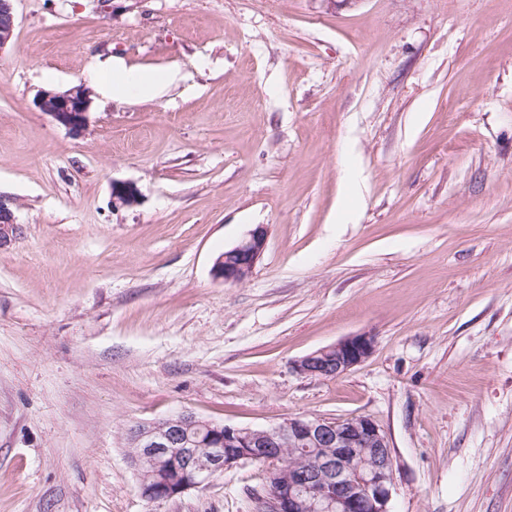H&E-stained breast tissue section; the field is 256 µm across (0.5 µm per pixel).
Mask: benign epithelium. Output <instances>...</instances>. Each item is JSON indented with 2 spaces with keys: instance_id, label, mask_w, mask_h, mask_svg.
Here are the masks:
<instances>
[{
  "instance_id": "obj_1",
  "label": "benign epithelium",
  "mask_w": 512,
  "mask_h": 512,
  "mask_svg": "<svg viewBox=\"0 0 512 512\" xmlns=\"http://www.w3.org/2000/svg\"><path fill=\"white\" fill-rule=\"evenodd\" d=\"M12 0H0V51L14 38ZM35 107L72 133L89 123V88L44 90ZM139 191L131 183L112 184V204L132 207ZM19 231L15 203L0 194V249ZM267 243L259 225L215 259L213 274L226 284L252 274ZM373 338L359 334L313 351L295 362L296 372L338 377L367 358ZM139 491L148 501L173 499L202 488L230 468L259 464L267 475L263 512H390L393 460L388 436L371 418L293 417L268 428L235 427L182 410L164 419L134 423L126 430ZM296 450L317 453V466L304 468Z\"/></svg>"
}]
</instances>
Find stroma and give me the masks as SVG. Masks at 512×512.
I'll return each mask as SVG.
<instances>
[{
  "instance_id": "stroma-1",
  "label": "stroma",
  "mask_w": 512,
  "mask_h": 512,
  "mask_svg": "<svg viewBox=\"0 0 512 512\" xmlns=\"http://www.w3.org/2000/svg\"><path fill=\"white\" fill-rule=\"evenodd\" d=\"M0 51V512H260L259 465L144 500L125 429L367 416L390 512H512V0H13ZM154 98L40 112L92 63ZM140 202L112 204V185ZM243 283L212 266L256 226ZM359 333L335 378L303 356ZM117 68L107 63H96L90 67L89 73L104 92L112 96L134 94L137 97H155L174 77L171 73L152 74L125 69L112 82L105 80ZM91 97L83 84L66 90H44L34 101L35 107L72 133H81L89 123ZM14 209V201L0 194V249L10 245L19 231ZM372 336H349L328 347L313 351L295 362L299 374L323 378L338 377L367 358L373 349Z\"/></svg>"
}]
</instances>
